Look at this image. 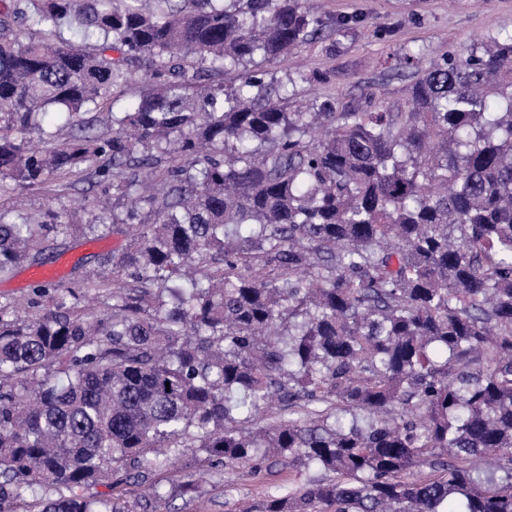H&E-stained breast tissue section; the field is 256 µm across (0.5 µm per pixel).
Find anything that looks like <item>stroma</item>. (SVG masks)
<instances>
[{
	"label": "stroma",
	"mask_w": 512,
	"mask_h": 512,
	"mask_svg": "<svg viewBox=\"0 0 512 512\" xmlns=\"http://www.w3.org/2000/svg\"><path fill=\"white\" fill-rule=\"evenodd\" d=\"M327 27L322 40L293 50L271 65L277 79L287 73L314 76L315 85L297 84L296 95L315 90L337 105L358 107L374 95L390 108L401 107L413 72L396 64L409 49L430 60L475 39L512 31V0H320ZM129 243L120 233L91 240L82 230L49 237L45 245L57 254L67 280L77 282L100 257L123 251ZM306 477L298 466H272L258 476L202 465L199 454L181 457L159 473L163 487L193 481L197 492L170 498L167 512H240L261 502L274 487L295 488Z\"/></svg>",
	"instance_id": "1"
}]
</instances>
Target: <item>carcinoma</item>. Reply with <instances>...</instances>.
<instances>
[{
  "mask_svg": "<svg viewBox=\"0 0 512 512\" xmlns=\"http://www.w3.org/2000/svg\"><path fill=\"white\" fill-rule=\"evenodd\" d=\"M157 2L0 10V180L105 195L0 209V277L82 212L132 231L0 300V512H161L156 482L89 489L191 448L333 474L259 512H512V34L416 71L404 110L290 112L265 66L322 34L304 0ZM273 399L297 418L253 429Z\"/></svg>",
  "mask_w": 512,
  "mask_h": 512,
  "instance_id": "obj_1",
  "label": "carcinoma"
}]
</instances>
